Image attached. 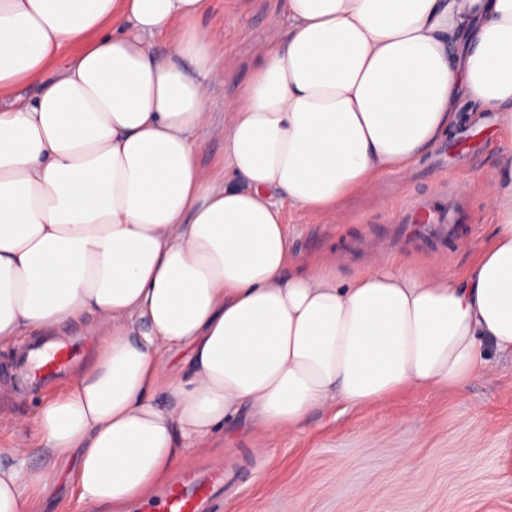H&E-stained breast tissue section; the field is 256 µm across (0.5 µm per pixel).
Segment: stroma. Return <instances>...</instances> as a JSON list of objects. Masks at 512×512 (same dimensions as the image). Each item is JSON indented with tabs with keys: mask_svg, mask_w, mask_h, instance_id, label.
Returning <instances> with one entry per match:
<instances>
[{
	"mask_svg": "<svg viewBox=\"0 0 512 512\" xmlns=\"http://www.w3.org/2000/svg\"><path fill=\"white\" fill-rule=\"evenodd\" d=\"M209 23L224 30V66L209 108L223 115L247 81L255 53L287 20L278 0H212ZM468 100L464 123L408 176H384L351 199L344 223L323 214L285 211L297 255L332 253L350 277L373 258L401 265L432 257L456 276L491 234L495 217L485 185L512 129L498 113L476 115ZM449 204L459 214L453 238L393 236L416 203ZM17 352L0 349V411L34 418L42 390L17 394ZM492 372L456 391L413 389L385 404H340L311 414L305 431L274 440L224 432V445L195 457L194 469L219 466L224 489L213 512H512V358L490 354ZM32 512H84L69 474L30 488Z\"/></svg>",
	"mask_w": 512,
	"mask_h": 512,
	"instance_id": "35a3bbf8",
	"label": "stroma"
}]
</instances>
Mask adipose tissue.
<instances>
[{"label": "adipose tissue", "mask_w": 512, "mask_h": 512, "mask_svg": "<svg viewBox=\"0 0 512 512\" xmlns=\"http://www.w3.org/2000/svg\"><path fill=\"white\" fill-rule=\"evenodd\" d=\"M210 8L0 0V347L81 317L102 339L36 416L47 465L0 448V512H28L26 487L73 453L78 501L129 512L239 415L275 439L313 409L456 389L486 350L512 355V151L494 230L455 277L412 259L341 280L335 255L296 254L282 213L342 217L411 171L460 100L512 126V0H282L286 29L219 121ZM203 128L224 141L214 175ZM198 139L201 143V149L198 155L200 166L207 172H218L223 166V142L215 138L207 130L200 131L198 133Z\"/></svg>", "instance_id": "adipose-tissue-1"}]
</instances>
